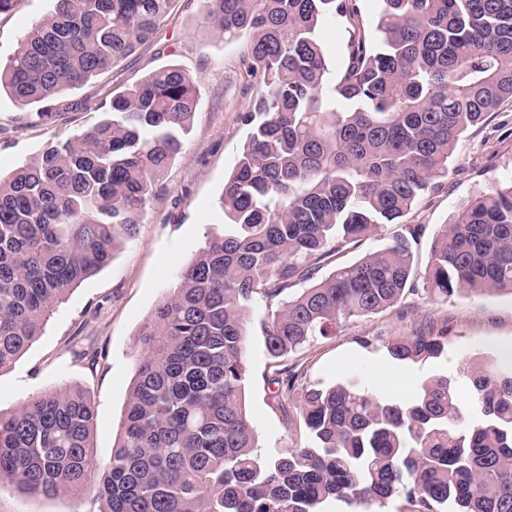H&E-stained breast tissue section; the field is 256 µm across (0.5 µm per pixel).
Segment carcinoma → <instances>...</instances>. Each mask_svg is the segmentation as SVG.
I'll use <instances>...</instances> for the list:
<instances>
[{
	"label": "carcinoma",
	"mask_w": 512,
	"mask_h": 512,
	"mask_svg": "<svg viewBox=\"0 0 512 512\" xmlns=\"http://www.w3.org/2000/svg\"><path fill=\"white\" fill-rule=\"evenodd\" d=\"M173 2L54 0L0 68V89L41 121L73 108L64 91L133 55ZM203 2L218 35L248 36L264 86L242 115L249 138L219 201L229 229L198 250L141 332L110 458L90 452L87 395L51 388L0 413V489H89L100 512H324L332 501L373 512L395 497L411 512H512L511 372L465 365L467 403L448 377L403 402L352 380L305 386L309 443L268 456L245 404L246 312L258 299L271 383L290 390L299 373L288 357L397 306L419 281L430 301L512 293V177L443 225L423 274L412 250L423 226L405 224L389 246L319 275L441 186L464 133L512 99V0H378V36L351 35L334 77L318 28L354 19L356 0ZM197 103L186 71L161 68L104 98L76 138L0 174V372L135 237ZM446 346L442 332L385 341L399 361Z\"/></svg>",
	"instance_id": "obj_1"
}]
</instances>
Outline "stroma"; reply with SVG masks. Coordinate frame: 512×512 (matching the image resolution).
<instances>
[{
  "mask_svg": "<svg viewBox=\"0 0 512 512\" xmlns=\"http://www.w3.org/2000/svg\"><path fill=\"white\" fill-rule=\"evenodd\" d=\"M354 22L339 19L320 30L330 71L348 58L352 26L376 35L377 0H359ZM52 0H19L0 16V65H6L32 25L48 14ZM247 41L224 39L203 21L199 0H175L171 18L135 55L100 80L68 92L85 103L80 112H62L37 120L8 92L0 93V172L36 156L48 143L79 135L97 117L96 105L108 93L122 90L148 73L176 65L198 86L199 106L183 133L184 148L170 167L157 196L112 262L71 291L40 336L14 365L0 373V411L10 412L26 397L68 386L87 393L96 410L92 452L103 461L112 453L134 375L138 334L155 305L204 245L207 235L221 234L224 216L218 198L233 169L249 128L241 120L261 85L247 69ZM512 176V102L472 127L448 161L442 187L410 212L405 222L423 227L414 246L419 265H426L434 237L460 208L496 182ZM266 315L257 301L247 312L245 400L261 451L276 454L306 444L300 422V391L278 394L271 384L261 323ZM445 331L448 350L418 363L392 360L385 348L364 347L363 339H389L413 331ZM512 345V294L457 293L430 302L410 294L395 308L343 322L294 355L305 384H328L347 376L363 380L369 390L407 399L418 383L433 376L456 378L461 392L470 385L459 371L464 363L494 362ZM100 501L86 491L57 498L0 490V512H99Z\"/></svg>",
  "mask_w": 512,
  "mask_h": 512,
  "instance_id": "stroma-1",
  "label": "stroma"
}]
</instances>
